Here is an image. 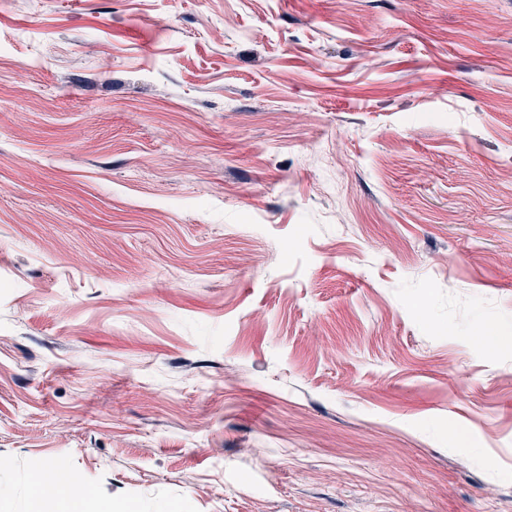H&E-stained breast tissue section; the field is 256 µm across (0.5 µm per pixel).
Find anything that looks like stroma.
<instances>
[{"label":"stroma","mask_w":512,"mask_h":512,"mask_svg":"<svg viewBox=\"0 0 512 512\" xmlns=\"http://www.w3.org/2000/svg\"><path fill=\"white\" fill-rule=\"evenodd\" d=\"M1 459L512 512V0H0Z\"/></svg>","instance_id":"stroma-1"}]
</instances>
